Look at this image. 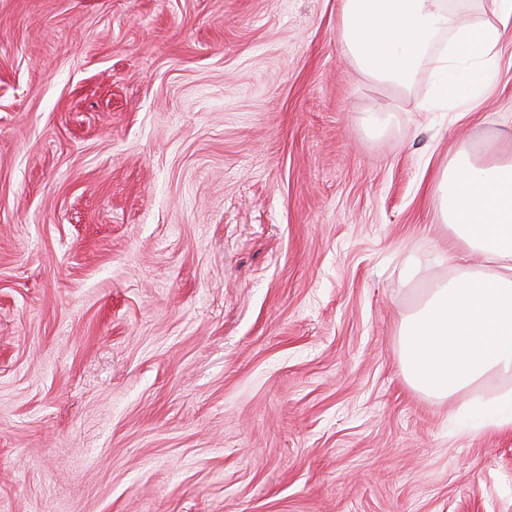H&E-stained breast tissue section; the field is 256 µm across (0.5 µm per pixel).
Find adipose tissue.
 Wrapping results in <instances>:
<instances>
[{
  "label": "adipose tissue",
  "mask_w": 512,
  "mask_h": 512,
  "mask_svg": "<svg viewBox=\"0 0 512 512\" xmlns=\"http://www.w3.org/2000/svg\"><path fill=\"white\" fill-rule=\"evenodd\" d=\"M493 3L496 23L477 25L458 21L445 0H342L341 40L360 73L402 89L438 35L450 32L433 72L436 100L475 105L497 81V51L512 28V0ZM438 211L460 250L496 264L430 289L399 326L407 384L450 399L488 374H512V157L494 150L478 165L458 152L439 183ZM467 425L476 432L512 430V390L480 404Z\"/></svg>",
  "instance_id": "ef3b65f1"
}]
</instances>
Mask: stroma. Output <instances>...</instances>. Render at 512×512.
<instances>
[{"mask_svg":"<svg viewBox=\"0 0 512 512\" xmlns=\"http://www.w3.org/2000/svg\"><path fill=\"white\" fill-rule=\"evenodd\" d=\"M342 0H0V512H512V431L397 348L478 258L457 151L512 148L433 58L358 72Z\"/></svg>","mask_w":512,"mask_h":512,"instance_id":"obj_1","label":"stroma"}]
</instances>
